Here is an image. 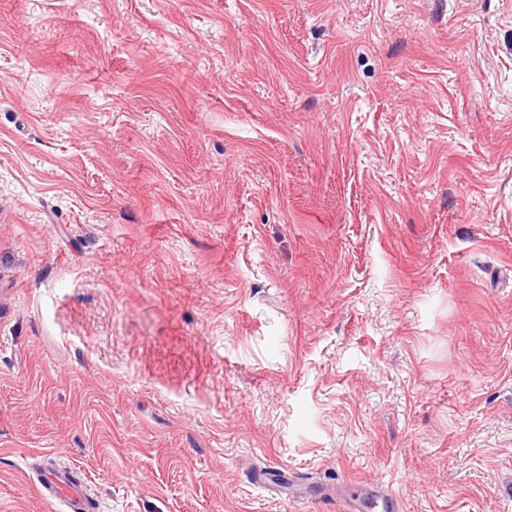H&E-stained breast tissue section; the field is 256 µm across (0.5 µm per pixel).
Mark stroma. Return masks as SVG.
Listing matches in <instances>:
<instances>
[{
    "mask_svg": "<svg viewBox=\"0 0 512 512\" xmlns=\"http://www.w3.org/2000/svg\"><path fill=\"white\" fill-rule=\"evenodd\" d=\"M512 512V0H0V512ZM36 488L44 499L60 501L65 507L64 512H94L96 509L84 483L72 470L45 468Z\"/></svg>",
    "mask_w": 512,
    "mask_h": 512,
    "instance_id": "1",
    "label": "stroma"
}]
</instances>
